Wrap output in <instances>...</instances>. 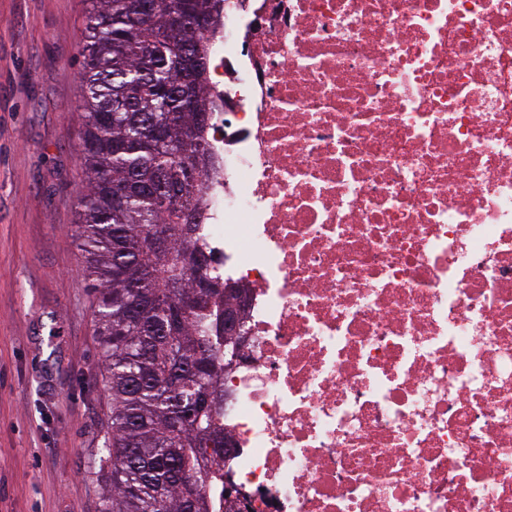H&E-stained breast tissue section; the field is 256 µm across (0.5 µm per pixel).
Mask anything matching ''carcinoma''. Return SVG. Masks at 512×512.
<instances>
[{"label":"carcinoma","instance_id":"obj_1","mask_svg":"<svg viewBox=\"0 0 512 512\" xmlns=\"http://www.w3.org/2000/svg\"><path fill=\"white\" fill-rule=\"evenodd\" d=\"M76 227L112 400L100 512H224V309L196 238L224 0H86ZM209 17L192 38L190 18Z\"/></svg>","mask_w":512,"mask_h":512}]
</instances>
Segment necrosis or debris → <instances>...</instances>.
<instances>
[{"label":"necrosis or debris","mask_w":512,"mask_h":512,"mask_svg":"<svg viewBox=\"0 0 512 512\" xmlns=\"http://www.w3.org/2000/svg\"><path fill=\"white\" fill-rule=\"evenodd\" d=\"M201 217L248 512H512V0H225Z\"/></svg>","instance_id":"1"}]
</instances>
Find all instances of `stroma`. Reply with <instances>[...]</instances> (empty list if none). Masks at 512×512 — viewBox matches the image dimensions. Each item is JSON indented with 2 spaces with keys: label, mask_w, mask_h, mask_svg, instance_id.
I'll list each match as a JSON object with an SVG mask.
<instances>
[{
  "label": "stroma",
  "mask_w": 512,
  "mask_h": 512,
  "mask_svg": "<svg viewBox=\"0 0 512 512\" xmlns=\"http://www.w3.org/2000/svg\"><path fill=\"white\" fill-rule=\"evenodd\" d=\"M85 0H0V512H100L110 400L75 232Z\"/></svg>",
  "instance_id": "1"
}]
</instances>
